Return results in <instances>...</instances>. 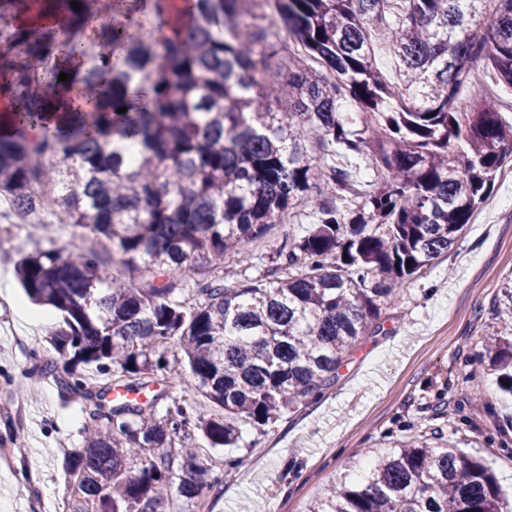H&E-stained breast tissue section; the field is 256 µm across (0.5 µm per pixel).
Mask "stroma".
I'll return each instance as SVG.
<instances>
[{"mask_svg": "<svg viewBox=\"0 0 512 512\" xmlns=\"http://www.w3.org/2000/svg\"><path fill=\"white\" fill-rule=\"evenodd\" d=\"M309 208L251 243V267L226 262L227 284L262 277L274 252L310 228ZM80 230L58 224L44 210L34 224H16L0 200V272H16L22 258L39 251L84 246ZM512 279V173L496 178L474 220L448 255L429 266L387 304L385 332L363 338L341 379L320 399L287 413L265 430L241 427L236 448H212L196 439L201 463L224 478L216 512H307L333 485L355 476L403 441L415 438L455 449L492 472L505 512H512V395L478 362L480 340L500 336L502 292ZM14 305L0 308V446L11 445L16 427L37 466V485L51 512H69L73 481L62 447L83 444L87 416L79 396L64 394L30 373L32 350L45 344L48 325L29 326L16 314L28 298L13 285ZM241 464L225 473L224 459Z\"/></svg>", "mask_w": 512, "mask_h": 512, "instance_id": "35a3bbf8", "label": "stroma"}]
</instances>
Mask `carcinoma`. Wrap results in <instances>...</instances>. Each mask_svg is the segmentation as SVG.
<instances>
[{
  "label": "carcinoma",
  "mask_w": 512,
  "mask_h": 512,
  "mask_svg": "<svg viewBox=\"0 0 512 512\" xmlns=\"http://www.w3.org/2000/svg\"><path fill=\"white\" fill-rule=\"evenodd\" d=\"M76 2L0 0V197L27 214L49 200L119 264L54 246L18 266L27 296L61 317L47 339L57 357L33 351L34 370L88 415L66 453L70 512H168L173 494L193 504L223 484L195 433L233 447L239 423L272 424L334 386L383 331L384 304L512 167V123L475 78L490 70L512 90V0ZM116 9L124 20L92 25ZM283 53L287 75L266 81ZM84 58L81 79L58 81ZM302 204L315 223L277 248L280 264L224 285V262L246 261ZM482 347L512 384V343ZM92 364L124 394L87 382ZM198 396L220 411L200 413ZM500 503L481 462L416 439L311 512Z\"/></svg>",
  "instance_id": "cac0c4a2"
}]
</instances>
